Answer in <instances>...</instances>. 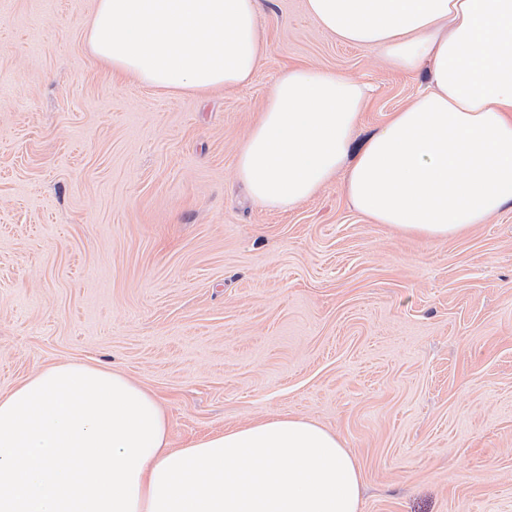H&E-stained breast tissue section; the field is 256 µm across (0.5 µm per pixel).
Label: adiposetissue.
<instances>
[{
	"label": "adipose tissue",
	"mask_w": 512,
	"mask_h": 512,
	"mask_svg": "<svg viewBox=\"0 0 512 512\" xmlns=\"http://www.w3.org/2000/svg\"><path fill=\"white\" fill-rule=\"evenodd\" d=\"M339 42L429 86L360 151L365 84L283 70L236 159L252 200L285 210L338 172L355 210L445 239L512 208V0H307ZM91 55L169 94L249 84L266 53L258 0H95ZM357 460L336 434L270 417L169 446L155 395L84 361L0 392V512H361Z\"/></svg>",
	"instance_id": "adipose-tissue-1"
}]
</instances>
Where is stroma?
<instances>
[{
	"mask_svg": "<svg viewBox=\"0 0 512 512\" xmlns=\"http://www.w3.org/2000/svg\"><path fill=\"white\" fill-rule=\"evenodd\" d=\"M245 87L116 81L94 0H0V392L66 360L152 391L172 447L272 416L356 457L362 512H512V208L437 241L369 223L343 177L286 210L236 178L279 72L356 78L363 143L423 89L261 0Z\"/></svg>",
	"mask_w": 512,
	"mask_h": 512,
	"instance_id": "1",
	"label": "stroma"
}]
</instances>
